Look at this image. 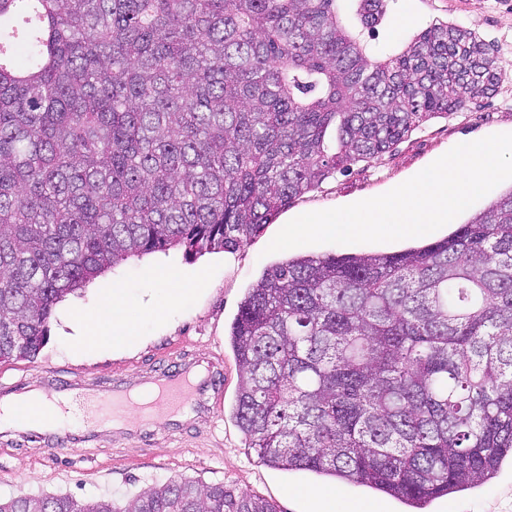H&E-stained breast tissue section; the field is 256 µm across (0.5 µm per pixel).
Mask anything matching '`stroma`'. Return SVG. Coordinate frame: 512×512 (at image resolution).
<instances>
[{"mask_svg":"<svg viewBox=\"0 0 512 512\" xmlns=\"http://www.w3.org/2000/svg\"><path fill=\"white\" fill-rule=\"evenodd\" d=\"M385 8L382 24L363 35L373 57L388 58L431 25L453 23L493 45L501 68L494 95L481 106L424 121L378 161L353 165L349 172L297 197L259 235L235 250L188 257L182 249L172 248L133 257L58 303L49 341L41 353L30 360L0 364V398L47 390L55 382L78 383L96 392L131 375L141 381L149 379L180 363L220 362L228 380L214 413L172 428L149 420L127 432L75 420L60 431L68 440L64 451L42 449L37 430L0 431L1 499L54 494L78 500H122L176 478L204 485L221 483L234 494L272 502L279 512H314L301 491L329 488V481L306 472L272 469L244 448L243 435L231 414L239 383L238 367L227 343L231 323L247 288L266 267L288 256L390 252L407 247L408 242L304 245L271 254L267 245L291 216L384 194L457 144L512 127V0H385ZM157 267L197 271L202 281L185 303L173 305L150 275ZM107 286L125 294L126 314L138 327L140 343L112 355L72 353L64 311L92 313L99 305L100 289ZM153 305L165 309V319L147 317L145 310ZM333 512H404V507L350 485L344 487ZM430 512H512V469L503 470L476 490L436 502Z\"/></svg>","mask_w":512,"mask_h":512,"instance_id":"stroma-1","label":"stroma"}]
</instances>
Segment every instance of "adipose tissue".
<instances>
[{
  "instance_id": "obj_1",
  "label": "adipose tissue",
  "mask_w": 512,
  "mask_h": 512,
  "mask_svg": "<svg viewBox=\"0 0 512 512\" xmlns=\"http://www.w3.org/2000/svg\"><path fill=\"white\" fill-rule=\"evenodd\" d=\"M104 303L94 318L81 319L71 337V346L78 351L112 352L137 342L135 326L125 316L126 301L119 291H102ZM29 413V427L49 430L64 418L61 408L51 405L46 393L33 390L0 401V425L15 427L20 413Z\"/></svg>"
}]
</instances>
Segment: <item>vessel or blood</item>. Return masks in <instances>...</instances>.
I'll use <instances>...</instances> for the list:
<instances>
[{
  "label": "vessel or blood",
  "mask_w": 512,
  "mask_h": 512,
  "mask_svg": "<svg viewBox=\"0 0 512 512\" xmlns=\"http://www.w3.org/2000/svg\"><path fill=\"white\" fill-rule=\"evenodd\" d=\"M151 386L153 396L145 404L138 403L135 398L136 382L125 380L115 382L111 389L95 395L85 393L74 384L58 387L55 393L74 410L81 412L92 407L104 420L111 421L124 417L129 410L140 414L152 411L174 418L184 411L206 407L218 391L215 374L201 375L187 366L159 373Z\"/></svg>",
  "instance_id": "obj_1"
}]
</instances>
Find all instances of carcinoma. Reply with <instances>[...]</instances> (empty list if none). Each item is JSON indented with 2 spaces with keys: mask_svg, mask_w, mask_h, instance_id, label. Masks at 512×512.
<instances>
[{
  "mask_svg": "<svg viewBox=\"0 0 512 512\" xmlns=\"http://www.w3.org/2000/svg\"><path fill=\"white\" fill-rule=\"evenodd\" d=\"M383 0H0V362L139 254L233 250L296 197L489 98L494 47L442 22L386 60ZM259 462L408 512L512 465V190L448 236L267 268L228 335ZM0 512H276L171 479L125 500Z\"/></svg>",
  "mask_w": 512,
  "mask_h": 512,
  "instance_id": "carcinoma-1",
  "label": "carcinoma"
}]
</instances>
